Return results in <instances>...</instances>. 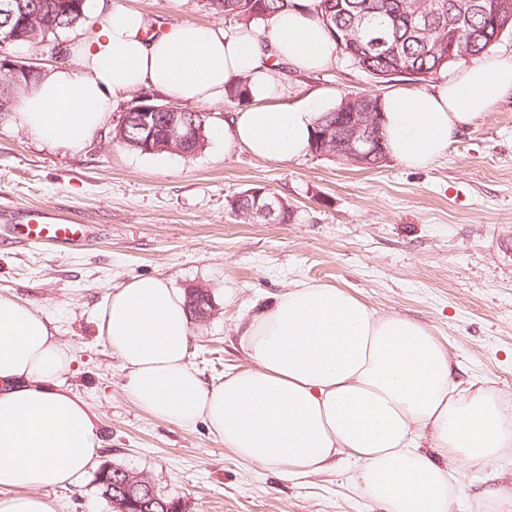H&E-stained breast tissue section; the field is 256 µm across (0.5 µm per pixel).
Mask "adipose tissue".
<instances>
[{
    "mask_svg": "<svg viewBox=\"0 0 512 512\" xmlns=\"http://www.w3.org/2000/svg\"><path fill=\"white\" fill-rule=\"evenodd\" d=\"M316 4L279 11L262 34L188 22L153 32L139 12L92 0L97 25L72 45L75 64L42 71L13 118L45 144L80 151L114 96L152 87L180 104L214 106L242 79L246 103L216 139L258 158H303L332 101L279 103L274 67L335 63ZM509 93L512 55L484 57L428 91L389 90L381 98L388 156L427 165ZM102 327L126 371L124 390L144 411L204 422L238 458L291 478L347 465L384 512H451L461 494L454 463L488 464L512 447V401L462 386L459 362L428 328L341 288L299 283L245 312L235 332L249 365L218 382L192 367L185 296L163 278L113 290ZM70 362L48 317L0 295V512H54L44 490L76 483L95 463L94 415L61 381Z\"/></svg>",
    "mask_w": 512,
    "mask_h": 512,
    "instance_id": "ef3b65f1",
    "label": "adipose tissue"
}]
</instances>
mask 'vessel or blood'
<instances>
[{
    "instance_id": "b4317fda",
    "label": "vessel or blood",
    "mask_w": 512,
    "mask_h": 512,
    "mask_svg": "<svg viewBox=\"0 0 512 512\" xmlns=\"http://www.w3.org/2000/svg\"><path fill=\"white\" fill-rule=\"evenodd\" d=\"M99 234L93 224H78L55 212L39 207L13 211L7 226L6 241L54 249H74Z\"/></svg>"
}]
</instances>
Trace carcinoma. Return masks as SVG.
Returning a JSON list of instances; mask_svg holds the SVG:
<instances>
[{
  "instance_id": "carcinoma-1",
  "label": "carcinoma",
  "mask_w": 512,
  "mask_h": 512,
  "mask_svg": "<svg viewBox=\"0 0 512 512\" xmlns=\"http://www.w3.org/2000/svg\"><path fill=\"white\" fill-rule=\"evenodd\" d=\"M461 0H319L321 21L330 34L338 52L353 66L368 74L373 80L385 85L398 80L423 83L453 65L433 52V45L441 41L448 42L453 37L463 55L459 61L468 62L480 59L504 36L512 35V15L508 18L492 20L490 5L494 0H469L475 5L469 17L461 24L452 21L459 14L458 3ZM80 8L56 32L44 35V18L39 16L40 9L31 13L28 21V39H16L17 27L0 17V48L27 44L47 43V49H59L57 34L68 31L86 20V0H79ZM224 14L241 24L268 27L269 19L275 13L295 6L297 0H218ZM423 7L429 20L416 25L413 19L414 5ZM0 82L9 85L6 94L0 96L6 104L0 112L8 115L19 109L18 93L22 87L13 84L5 76ZM379 111V96L362 92L344 94L338 105L327 111L321 118L317 131L330 132L336 137L346 122L345 115L350 112ZM230 209L243 221L258 223L263 220L254 209L253 197L247 191L237 193L230 201ZM209 292L187 293L188 311H212ZM94 482L107 501L120 496L117 488L124 485V475L119 467L103 464L96 472Z\"/></svg>"
}]
</instances>
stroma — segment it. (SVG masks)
I'll list each match as a JSON object with an SVG mask.
<instances>
[{
  "mask_svg": "<svg viewBox=\"0 0 512 512\" xmlns=\"http://www.w3.org/2000/svg\"><path fill=\"white\" fill-rule=\"evenodd\" d=\"M113 2L151 22L235 25L208 0ZM281 81L288 104L325 91L384 92L341 56L328 70ZM136 97L113 98L106 127L79 152L0 120V228L23 206L101 227L97 240L75 250L0 245V294L56 325L72 355L64 383L95 415L99 463L151 475L187 512H377L346 468L289 479L238 460L204 423L177 425L138 408L100 325L109 291L140 276L209 291L212 312L191 321L188 345L208 381L247 367L235 347L243 311L308 282L417 320L461 363L463 379L512 398V94L428 166L391 159L369 170L313 155L259 159L212 137L192 154L114 146L111 127ZM249 188L273 192L291 220L243 222L229 202ZM228 288L234 300L225 299ZM457 471L466 495L452 512L512 506V447L495 463ZM491 479L502 495L481 497ZM46 496L56 512H112L90 473Z\"/></svg>",
  "mask_w": 512,
  "mask_h": 512,
  "instance_id": "obj_1",
  "label": "stroma"
}]
</instances>
